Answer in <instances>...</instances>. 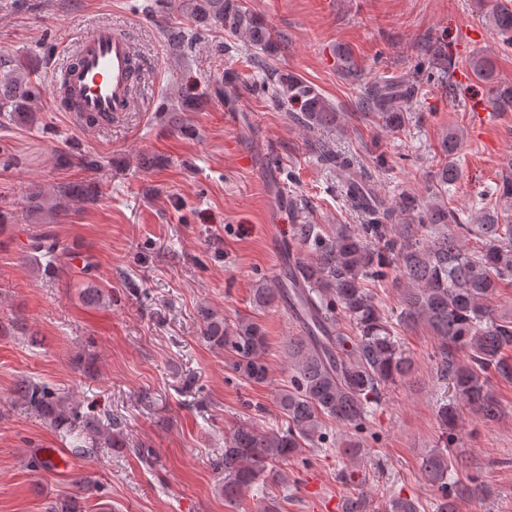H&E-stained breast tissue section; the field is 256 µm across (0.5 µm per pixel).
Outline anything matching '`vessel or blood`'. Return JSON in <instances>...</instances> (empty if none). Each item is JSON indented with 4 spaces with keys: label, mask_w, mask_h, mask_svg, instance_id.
<instances>
[{
    "label": "vessel or blood",
    "mask_w": 512,
    "mask_h": 512,
    "mask_svg": "<svg viewBox=\"0 0 512 512\" xmlns=\"http://www.w3.org/2000/svg\"><path fill=\"white\" fill-rule=\"evenodd\" d=\"M137 63L130 39L111 25L100 24L79 39L73 59L57 72L52 91L68 100L83 129L105 128L135 104Z\"/></svg>",
    "instance_id": "obj_1"
}]
</instances>
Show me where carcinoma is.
Here are the masks:
<instances>
[{"instance_id": "cac0c4a2", "label": "carcinoma", "mask_w": 512, "mask_h": 512, "mask_svg": "<svg viewBox=\"0 0 512 512\" xmlns=\"http://www.w3.org/2000/svg\"><path fill=\"white\" fill-rule=\"evenodd\" d=\"M194 27L167 29L163 37L172 52L191 47L197 28L227 32L251 47L272 50L279 35L240 0H170ZM485 22L512 45V0H493L483 13ZM437 80L453 89L458 63L438 47L426 58ZM473 76L487 87V102L496 112H512V82L498 77L493 60L476 54L467 61ZM31 63L0 55V118L16 124L36 120L33 102L40 88L30 79ZM264 88L281 103L298 106L292 119L308 129L336 126V111L316 88L295 76L267 69ZM418 93L412 84L375 82L358 107L379 118L382 126L400 131L409 120L403 104ZM460 138L450 133L442 152L446 158L435 175L429 201L408 193L388 202L376 196L365 181L350 178L352 157L319 141L315 152L321 164L336 172L352 207L364 215L361 224H339L324 235L314 224H297L292 243L310 252L288 264L279 289L258 288L256 301L281 300L301 328L284 342L291 373L290 386L279 393L285 427L260 430L238 425L224 440V499L232 503L268 479L285 480L277 466L302 448L325 445L324 421L331 419L351 430L339 452L358 463L363 459L364 432L382 392L407 373L411 360L397 328L428 325L439 337L437 371L452 389V399L439 409L443 430L457 425L458 408L466 406L486 420L495 417L497 404L488 389L494 378L512 381V321L496 316L491 300L501 287L512 285V162L506 163L494 190L495 203L469 218L448 206L449 187L458 179L454 161ZM95 200L81 183H60L49 194L35 186L25 199V217L50 224L69 214L75 205ZM28 252L46 260L51 273L67 258V248L46 229L29 237ZM404 281L399 305L386 311L368 285L390 276ZM203 339L227 350L230 369L247 383H262L268 368L262 360L265 336L252 322L228 325L208 307L200 309ZM348 320L355 336L339 324ZM3 400L23 407L58 435L70 440L71 451L89 456L100 448H125L122 423L107 412L83 411L68 392L43 381L20 378ZM422 471L440 492L436 512H456L454 500L481 491L472 477H454L456 459L444 447L428 454ZM48 512H83L74 495L50 503Z\"/></svg>"}]
</instances>
